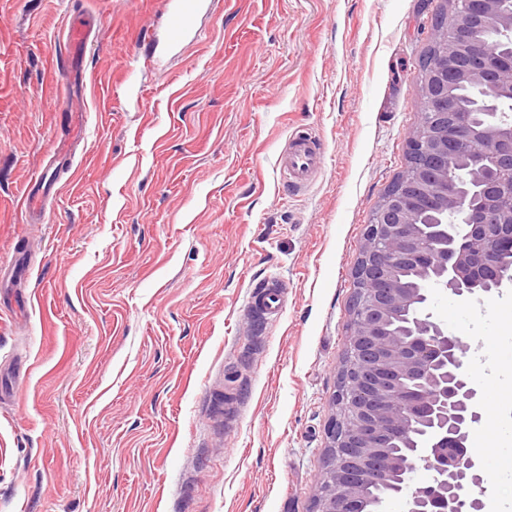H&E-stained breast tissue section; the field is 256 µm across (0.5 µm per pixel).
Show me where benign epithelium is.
Masks as SVG:
<instances>
[{
	"label": "benign epithelium",
	"mask_w": 512,
	"mask_h": 512,
	"mask_svg": "<svg viewBox=\"0 0 512 512\" xmlns=\"http://www.w3.org/2000/svg\"><path fill=\"white\" fill-rule=\"evenodd\" d=\"M434 26L436 55L418 76L427 109L411 134L408 172L386 191L368 225L353 275L351 326L310 512H371L369 485L395 487L405 512H483L479 458L468 448L481 421L463 371L468 345L428 312L431 289L454 296L501 293L512 254V121L485 124L447 107L448 82L477 86V110L512 98V53L493 67L474 51L494 23L512 35L506 0H447ZM465 178L448 181V170ZM420 467L432 472L411 487Z\"/></svg>",
	"instance_id": "benign-epithelium-1"
}]
</instances>
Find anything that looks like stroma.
<instances>
[{"label":"stroma","mask_w":512,"mask_h":512,"mask_svg":"<svg viewBox=\"0 0 512 512\" xmlns=\"http://www.w3.org/2000/svg\"><path fill=\"white\" fill-rule=\"evenodd\" d=\"M0 0V512H309L365 229L407 166L444 0ZM97 42L80 138L51 89L70 11ZM308 128L324 164L284 184ZM60 185L39 223L19 201ZM282 285L279 314L256 303ZM502 294L432 290L482 408L512 378ZM512 512V406L469 439ZM169 11L168 35L172 43H179L193 31L195 15L202 6L199 0H180Z\"/></svg>","instance_id":"obj_1"}]
</instances>
